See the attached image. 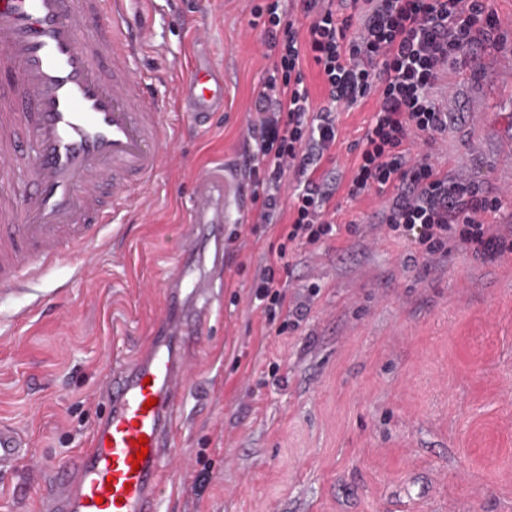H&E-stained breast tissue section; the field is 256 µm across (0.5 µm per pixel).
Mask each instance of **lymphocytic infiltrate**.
I'll list each match as a JSON object with an SVG mask.
<instances>
[{
  "label": "lymphocytic infiltrate",
  "mask_w": 512,
  "mask_h": 512,
  "mask_svg": "<svg viewBox=\"0 0 512 512\" xmlns=\"http://www.w3.org/2000/svg\"><path fill=\"white\" fill-rule=\"evenodd\" d=\"M339 15L326 0H258L251 28L260 29L270 65L248 119L253 146L246 160L254 225L288 222L269 245L248 293L267 322L301 321L280 279L290 247L355 233L334 222L330 203L384 199L379 222L391 237L408 239L424 260L452 247L495 258L512 251V226L492 223L502 207L444 172L434 154L447 129L436 90L447 75L473 61L474 44L489 40L501 20L487 0H350ZM311 60L326 91L314 104L303 71ZM376 97L377 109L347 183L319 175L336 143L338 105ZM293 207L284 210V197Z\"/></svg>",
  "instance_id": "lymphocytic-infiltrate-1"
}]
</instances>
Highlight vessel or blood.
I'll list each match as a JSON object with an SVG mask.
<instances>
[{
	"label": "vessel or blood",
	"instance_id": "vessel-or-blood-1",
	"mask_svg": "<svg viewBox=\"0 0 512 512\" xmlns=\"http://www.w3.org/2000/svg\"><path fill=\"white\" fill-rule=\"evenodd\" d=\"M127 2L0 0V68L14 80L0 86V173L30 168L15 202H0V287L38 279L44 267L85 249L135 191L155 181L169 125L133 72L150 33L130 17ZM176 103L197 124L223 111V72L192 59ZM247 211L236 167L196 176L185 220L189 244L168 278L165 318L144 351L113 376L110 412L48 512H159L162 476L176 461L164 438L187 382L182 362L210 297L207 282L195 279L188 291L197 305L185 310V273L202 240L219 242L221 225L241 223ZM142 438L148 454L137 464ZM28 453L14 429L0 426V468Z\"/></svg>",
	"mask_w": 512,
	"mask_h": 512
}]
</instances>
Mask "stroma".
<instances>
[{
	"label": "stroma",
	"instance_id": "stroma-1",
	"mask_svg": "<svg viewBox=\"0 0 512 512\" xmlns=\"http://www.w3.org/2000/svg\"><path fill=\"white\" fill-rule=\"evenodd\" d=\"M493 45L438 92L448 129L443 170L500 196L512 225V0ZM251 0H131L150 29L134 68L174 131L154 185L90 252L49 267L31 287L0 289V425L32 458L0 471V512H43L66 466L108 410L105 388L164 314L194 177L244 163L246 118L269 66ZM205 26L224 71V110L198 126L174 92ZM375 99L339 109L336 176L347 179ZM337 223L356 233L290 256L289 298L308 305L294 330L264 332L248 300L263 258L248 224L224 230L221 258L197 275L222 281L187 358L160 512H512V254L460 248L431 265L388 237L381 198L337 194ZM87 265L85 278L72 271Z\"/></svg>",
	"mask_w": 512,
	"mask_h": 512
}]
</instances>
